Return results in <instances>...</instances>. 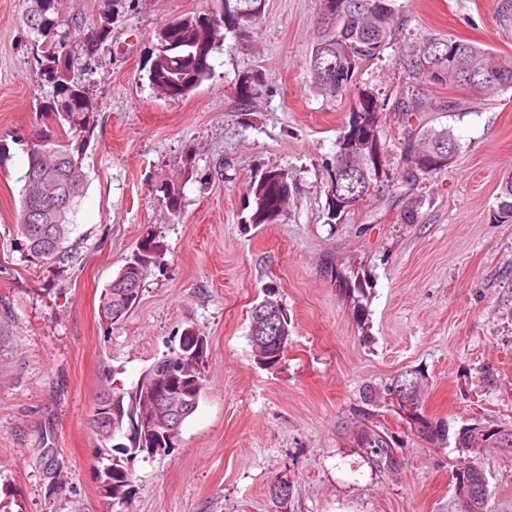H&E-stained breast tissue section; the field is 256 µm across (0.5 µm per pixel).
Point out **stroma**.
<instances>
[{
  "mask_svg": "<svg viewBox=\"0 0 512 512\" xmlns=\"http://www.w3.org/2000/svg\"><path fill=\"white\" fill-rule=\"evenodd\" d=\"M504 0H397L402 24L379 58L333 97L312 84L308 55L320 0H266L255 37L225 38L214 71L188 95L158 96L148 79L158 31L218 0H120L112 47L76 76L99 112L84 160L88 184L65 272L15 244L20 194L51 84L40 74L29 0H0V307L13 342L0 370V490L11 512H112L100 494L108 455L89 426L107 382L132 388L178 349L185 328L209 344L205 388L172 453L130 461L125 512H462L455 445L414 434L406 410L368 403L401 371L426 384L424 418L512 426V223L492 219L512 174V89L492 98L439 88L400 65L423 41L453 37L512 54ZM105 0H59L60 33L76 45ZM256 76L250 111L236 85ZM384 103V175L334 224L327 191L337 140L360 93ZM444 100L418 121L452 130L448 169L406 182L398 102ZM287 173L291 194L269 224H252L251 179ZM181 202L171 213L159 186ZM419 200L415 223L400 212ZM165 246L138 306L107 327L99 305L148 237ZM288 310L282 361L257 363L249 317L267 288ZM393 438L382 471L361 429ZM489 512H512V452L482 448ZM291 479L287 504L270 486Z\"/></svg>",
  "mask_w": 512,
  "mask_h": 512,
  "instance_id": "1",
  "label": "stroma"
}]
</instances>
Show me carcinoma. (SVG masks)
<instances>
[{"instance_id": "1", "label": "carcinoma", "mask_w": 512, "mask_h": 512, "mask_svg": "<svg viewBox=\"0 0 512 512\" xmlns=\"http://www.w3.org/2000/svg\"><path fill=\"white\" fill-rule=\"evenodd\" d=\"M330 1L339 4V8L333 12H320L323 22L319 23L318 36L311 48L309 70L316 89L334 97L350 86L355 70L362 62L377 58L390 44L399 21L395 0H325ZM58 2L32 0L33 6L26 15V20H35L30 29L50 42V49L41 54V74L52 85L53 97L42 111L54 116L56 128L41 131L36 137V145L28 151L16 241L27 257L53 264L62 271L71 259L66 242L72 232V217L87 187L83 162L87 138L99 106L85 86L74 80L75 52L65 37L58 34ZM112 6L113 0H107L98 26L85 36L80 46L86 69L111 37ZM264 6L265 0H220L217 10L180 18L172 30H161L158 42H163L168 33L177 39L179 48L175 53L158 50L149 70L152 86L167 98L187 95L212 74L213 53L223 33H230L241 41L248 40L262 20ZM402 66L412 74L424 76L435 86H465L488 96L512 88V55L494 53L451 37L424 42L416 53L402 60ZM382 110L383 106L372 93L359 95L350 113L348 129L337 143L332 184L345 183V175L355 171L359 175V191L365 196L380 181L384 175L383 144L378 130ZM398 112L406 129L402 163L407 169L408 180H416L420 172L427 174L447 168L443 159L448 152L460 151L452 131L412 127L413 119L420 112L416 100L410 105L400 104ZM40 179L55 186L58 193L69 199L68 205L59 209L36 202L32 192L34 183ZM249 192L254 201L250 223L268 224L279 215L290 192L288 175L270 170L250 183ZM344 201L341 195L329 194L328 220L342 223L350 212L343 205ZM35 208L39 209L36 225L27 221L28 211ZM493 219L502 224L512 223V176L501 184ZM164 256L163 242L151 236L126 258L100 302L101 318L106 324L116 325L138 305L141 283L150 268L163 266ZM268 318L290 325L285 309L253 307L249 340L256 355L264 335L261 325ZM207 351L203 336L192 329L186 330L180 338L179 351L148 367L132 389L126 391L107 386L97 398L89 424L104 447L124 428L139 421L146 422L135 437L127 439L126 445L115 447L109 464L101 472L102 478L107 480L101 486V494L112 502V506L123 507L133 495L135 478L128 468L129 460L143 453H168L175 449L167 439L161 438L166 408L154 395V389L170 384L178 394L188 398L201 394L202 388L196 387V383L205 381L203 369ZM410 381L416 382L419 390L401 392L399 396L410 410L411 418L419 422L415 429L417 437L434 444L447 441L448 429L443 422H432L421 416L422 374L414 370L399 373L387 392L391 394ZM506 431L512 437L511 427L481 435L468 434L463 428L456 435V442L462 448H479L486 442L499 441L500 434ZM360 439L378 469L392 465L393 452L386 435L371 429L363 431ZM456 481L461 485L457 496L464 504V512H487L489 482L484 468L468 461L458 468Z\"/></svg>"}]
</instances>
